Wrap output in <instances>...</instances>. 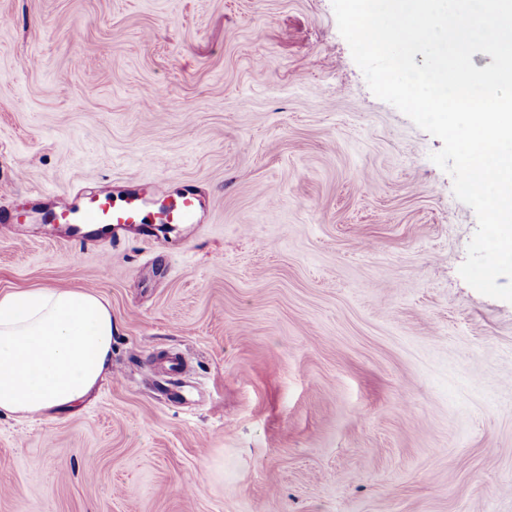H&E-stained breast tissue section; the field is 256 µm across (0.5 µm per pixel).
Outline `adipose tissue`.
<instances>
[{
    "instance_id": "1",
    "label": "adipose tissue",
    "mask_w": 512,
    "mask_h": 512,
    "mask_svg": "<svg viewBox=\"0 0 512 512\" xmlns=\"http://www.w3.org/2000/svg\"><path fill=\"white\" fill-rule=\"evenodd\" d=\"M112 307L97 293H0V413L49 419L97 391L112 366Z\"/></svg>"
}]
</instances>
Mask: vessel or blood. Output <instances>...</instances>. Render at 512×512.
I'll list each match as a JSON object with an SVG mask.
<instances>
[{"label":"vessel or blood","instance_id":"1","mask_svg":"<svg viewBox=\"0 0 512 512\" xmlns=\"http://www.w3.org/2000/svg\"><path fill=\"white\" fill-rule=\"evenodd\" d=\"M200 202L194 191L169 193L153 181L121 195L90 193L57 197L51 211L55 224H83L125 229L140 224H194Z\"/></svg>","mask_w":512,"mask_h":512}]
</instances>
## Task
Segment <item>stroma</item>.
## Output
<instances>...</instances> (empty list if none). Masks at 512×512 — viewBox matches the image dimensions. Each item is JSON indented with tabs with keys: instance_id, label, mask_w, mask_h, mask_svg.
Segmentation results:
<instances>
[{
	"instance_id": "stroma-1",
	"label": "stroma",
	"mask_w": 512,
	"mask_h": 512,
	"mask_svg": "<svg viewBox=\"0 0 512 512\" xmlns=\"http://www.w3.org/2000/svg\"><path fill=\"white\" fill-rule=\"evenodd\" d=\"M441 147L332 0H0V292L113 322L90 402L0 413V512H512V303ZM149 181L199 223L39 215Z\"/></svg>"
}]
</instances>
